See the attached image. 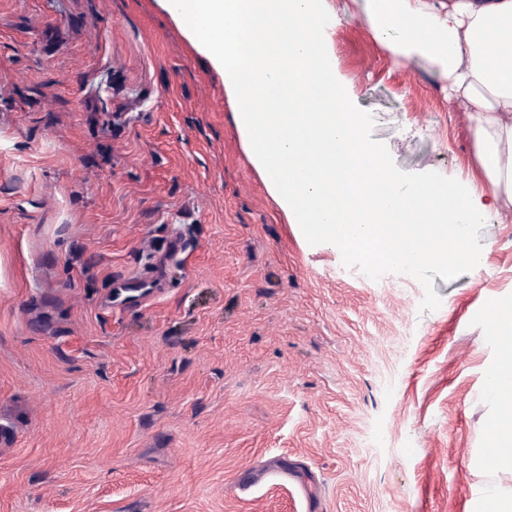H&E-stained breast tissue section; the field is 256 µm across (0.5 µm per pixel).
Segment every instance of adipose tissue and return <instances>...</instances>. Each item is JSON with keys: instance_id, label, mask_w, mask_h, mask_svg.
Returning <instances> with one entry per match:
<instances>
[{"instance_id": "obj_1", "label": "adipose tissue", "mask_w": 512, "mask_h": 512, "mask_svg": "<svg viewBox=\"0 0 512 512\" xmlns=\"http://www.w3.org/2000/svg\"><path fill=\"white\" fill-rule=\"evenodd\" d=\"M207 43L254 161L291 223L413 272L481 267L467 234L512 203V0H357L373 38L418 63L467 115L476 176L400 187L360 137L363 115L337 68L334 0H168Z\"/></svg>"}]
</instances>
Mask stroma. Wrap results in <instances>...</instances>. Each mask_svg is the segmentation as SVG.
<instances>
[{
  "instance_id": "stroma-1",
  "label": "stroma",
  "mask_w": 512,
  "mask_h": 512,
  "mask_svg": "<svg viewBox=\"0 0 512 512\" xmlns=\"http://www.w3.org/2000/svg\"><path fill=\"white\" fill-rule=\"evenodd\" d=\"M362 139L470 176L460 103L341 0ZM166 0H0V512H489L504 414L480 268L407 275L306 236Z\"/></svg>"
}]
</instances>
